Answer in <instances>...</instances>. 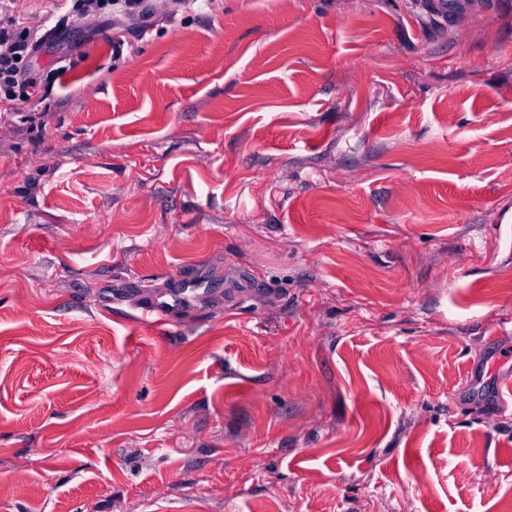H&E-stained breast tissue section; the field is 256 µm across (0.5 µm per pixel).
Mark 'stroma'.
<instances>
[{
	"label": "stroma",
	"mask_w": 512,
	"mask_h": 512,
	"mask_svg": "<svg viewBox=\"0 0 512 512\" xmlns=\"http://www.w3.org/2000/svg\"><path fill=\"white\" fill-rule=\"evenodd\" d=\"M427 2L19 0L0 512H512V0ZM60 7L58 9H67V14L73 12H92V13H106V11L112 10V6L119 5L121 2L128 9H133L140 2L139 0H60ZM69 4L71 6L69 7ZM434 0L430 9L437 15L447 17L448 25L454 26L464 13L466 2L463 0ZM203 284L201 278L184 281L175 276L171 288L165 293L156 295L149 301L143 302L139 299L136 309L141 312L138 317L140 323L149 328L166 323L174 307L191 305L204 294Z\"/></svg>",
	"instance_id": "stroma-1"
}]
</instances>
